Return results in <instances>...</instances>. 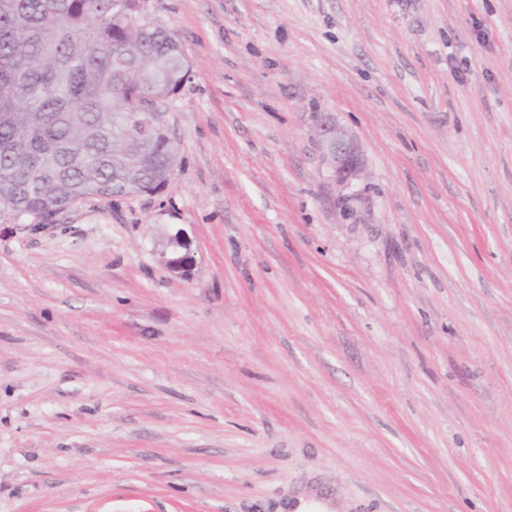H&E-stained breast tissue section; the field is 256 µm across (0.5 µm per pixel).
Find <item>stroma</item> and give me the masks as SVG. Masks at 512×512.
Segmentation results:
<instances>
[{"label":"stroma","mask_w":512,"mask_h":512,"mask_svg":"<svg viewBox=\"0 0 512 512\" xmlns=\"http://www.w3.org/2000/svg\"><path fill=\"white\" fill-rule=\"evenodd\" d=\"M147 16L169 186L0 208V512H512V0ZM323 153L328 159L332 178L344 188H351L364 170V158L355 137L329 117L318 123ZM187 235L184 229H177L174 234L169 237V244L172 251L169 255L162 253L161 262L163 265L173 272H183L189 265L191 259L187 253H182L181 249H185Z\"/></svg>","instance_id":"35a3bbf8"}]
</instances>
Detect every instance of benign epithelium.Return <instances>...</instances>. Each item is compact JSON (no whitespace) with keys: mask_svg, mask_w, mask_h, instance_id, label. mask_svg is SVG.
Segmentation results:
<instances>
[{"mask_svg":"<svg viewBox=\"0 0 512 512\" xmlns=\"http://www.w3.org/2000/svg\"><path fill=\"white\" fill-rule=\"evenodd\" d=\"M320 142L323 153L328 159L332 178L344 188L352 187L364 170V158L355 137L339 123L325 117L318 123ZM187 235L179 228L169 237L172 247L170 254H162L161 262L173 272H183L190 263L185 248Z\"/></svg>","mask_w":512,"mask_h":512,"instance_id":"benign-epithelium-1","label":"benign epithelium"}]
</instances>
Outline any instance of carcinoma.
<instances>
[{
	"label": "carcinoma",
	"mask_w": 512,
	"mask_h": 512,
	"mask_svg": "<svg viewBox=\"0 0 512 512\" xmlns=\"http://www.w3.org/2000/svg\"><path fill=\"white\" fill-rule=\"evenodd\" d=\"M146 0H0V206L53 218L167 184L178 145L151 116L188 79Z\"/></svg>",
	"instance_id": "obj_1"
}]
</instances>
